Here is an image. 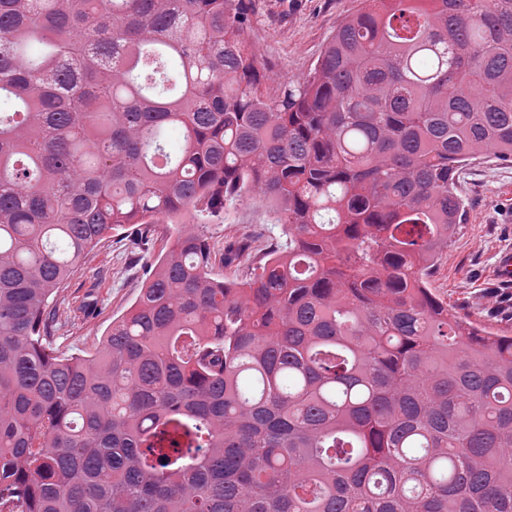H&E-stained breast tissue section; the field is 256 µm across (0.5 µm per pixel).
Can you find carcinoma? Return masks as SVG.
Wrapping results in <instances>:
<instances>
[{
  "mask_svg": "<svg viewBox=\"0 0 512 512\" xmlns=\"http://www.w3.org/2000/svg\"><path fill=\"white\" fill-rule=\"evenodd\" d=\"M246 0H0V512H512V334L428 287L512 161V0H366L300 80ZM196 224L89 356L50 305L112 230ZM269 223L268 203L254 199L233 204L226 208L221 217L201 224L211 249L212 274L231 283L249 277L271 238L281 233L278 224ZM240 240L249 243V251L233 263L225 264L224 248Z\"/></svg>",
  "mask_w": 512,
  "mask_h": 512,
  "instance_id": "carcinoma-1",
  "label": "carcinoma"
}]
</instances>
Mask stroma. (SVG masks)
Wrapping results in <instances>:
<instances>
[{"mask_svg": "<svg viewBox=\"0 0 512 512\" xmlns=\"http://www.w3.org/2000/svg\"><path fill=\"white\" fill-rule=\"evenodd\" d=\"M363 0H251L248 39L273 64L277 75L303 78L322 47ZM458 193L466 205L457 227L429 279L432 292L449 308L494 330L512 332V286L497 275L500 257L512 252V162L488 158L466 166ZM212 273L228 282L249 277L271 238L280 234L269 206L245 200L203 224ZM171 222L153 225L147 246L134 228L112 231L85 257L80 269L55 296L56 344L60 351L94 353L113 319L134 303L146 279V263L174 242ZM250 245L233 263L223 261L227 245Z\"/></svg>", "mask_w": 512, "mask_h": 512, "instance_id": "obj_1", "label": "stroma"}]
</instances>
